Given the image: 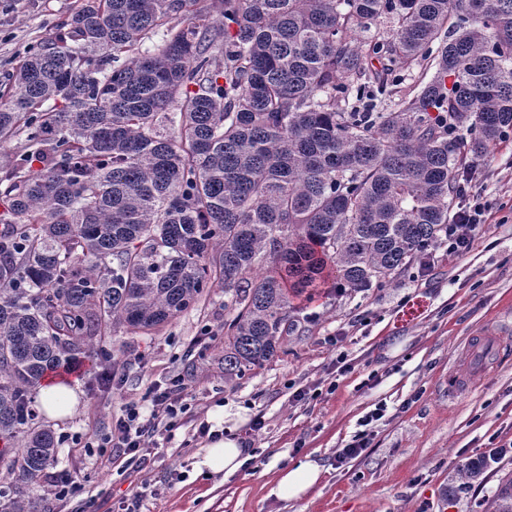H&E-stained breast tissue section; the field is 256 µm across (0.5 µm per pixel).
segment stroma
Masks as SVG:
<instances>
[{
  "instance_id": "1",
  "label": "stroma",
  "mask_w": 512,
  "mask_h": 512,
  "mask_svg": "<svg viewBox=\"0 0 512 512\" xmlns=\"http://www.w3.org/2000/svg\"><path fill=\"white\" fill-rule=\"evenodd\" d=\"M79 0H0V85L27 49L69 20ZM469 194L491 210L471 252L436 247L434 264H412L392 283L343 288L300 302L297 329L284 352L240 379L224 377V290L208 289L193 307L153 335L113 333L112 359L126 382L102 367L76 379L79 403L52 421L56 434L91 436L155 382L181 373L194 391L183 425L146 470L108 463L100 448L58 447L57 470L69 474L89 512H118L126 494H142L141 512H493L503 480L512 477V359L448 396V374L461 368L469 336L512 310V137L476 167ZM213 341L203 342L205 329ZM353 370L339 375L337 356ZM147 357L148 368L138 366ZM317 391L296 403L294 391ZM223 405L233 428L265 458L217 480L192 478L198 435L209 411ZM386 411L369 429L370 448L337 463L336 453L377 405ZM265 427L251 432L255 415ZM495 460H488L489 451ZM310 458L322 479L304 498L285 501L272 488L277 468ZM485 458L479 479L468 462Z\"/></svg>"
}]
</instances>
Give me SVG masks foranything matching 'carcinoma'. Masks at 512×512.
<instances>
[{
  "label": "carcinoma",
  "mask_w": 512,
  "mask_h": 512,
  "mask_svg": "<svg viewBox=\"0 0 512 512\" xmlns=\"http://www.w3.org/2000/svg\"><path fill=\"white\" fill-rule=\"evenodd\" d=\"M422 60L433 76L381 111ZM12 81L0 499L37 512L57 436L24 406L48 374L112 366L113 332L220 283L242 378L294 300L383 285L448 239L460 180L512 130V0H80Z\"/></svg>",
  "instance_id": "carcinoma-1"
}]
</instances>
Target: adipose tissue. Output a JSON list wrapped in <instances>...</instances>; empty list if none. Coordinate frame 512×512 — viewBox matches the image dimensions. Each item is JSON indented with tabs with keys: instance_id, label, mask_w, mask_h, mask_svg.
Wrapping results in <instances>:
<instances>
[{
	"instance_id": "adipose-tissue-1",
	"label": "adipose tissue",
	"mask_w": 512,
	"mask_h": 512,
	"mask_svg": "<svg viewBox=\"0 0 512 512\" xmlns=\"http://www.w3.org/2000/svg\"><path fill=\"white\" fill-rule=\"evenodd\" d=\"M77 404L75 388L65 382L53 381L39 389V409L48 418L67 417ZM208 422L215 437L197 451L193 463L194 475L223 479L235 475L250 460V453L244 448L241 439L233 435H222L223 407L210 411ZM320 477V467L313 460L305 458L278 470L273 492L283 500H298L319 482Z\"/></svg>"
}]
</instances>
